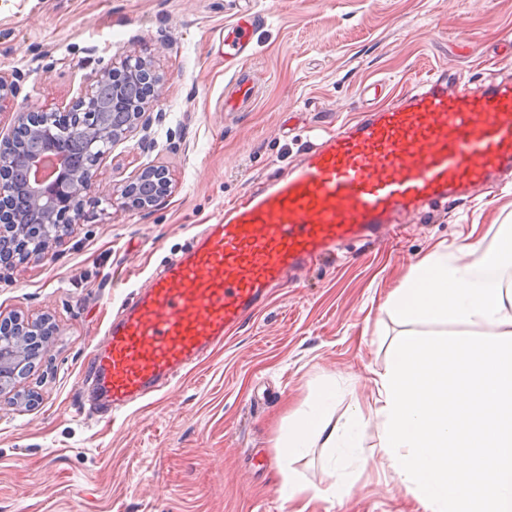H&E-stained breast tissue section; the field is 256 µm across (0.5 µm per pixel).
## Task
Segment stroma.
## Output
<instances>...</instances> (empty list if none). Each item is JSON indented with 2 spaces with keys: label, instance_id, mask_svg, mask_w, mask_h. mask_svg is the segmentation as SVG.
I'll list each match as a JSON object with an SVG mask.
<instances>
[{
  "label": "stroma",
  "instance_id": "obj_1",
  "mask_svg": "<svg viewBox=\"0 0 512 512\" xmlns=\"http://www.w3.org/2000/svg\"><path fill=\"white\" fill-rule=\"evenodd\" d=\"M245 11L258 22L242 67L264 83L249 108L228 112L235 72L219 37ZM123 52L163 75V121L148 144L133 134L100 162L80 223L48 254L0 272L1 315L55 326L35 366L0 391V512H408L414 492L378 452L370 378L403 333L483 329L408 323L384 302L433 252L495 242L512 224V176L406 218L398 241L355 244L304 272L147 402L99 414L81 370L124 299L225 203L359 113L363 86L397 94L445 65L474 87L512 78V0H0V71L17 73V105L69 103ZM148 166L168 170L165 199L111 208ZM327 388L332 422L361 403L357 447L317 443L287 462L289 423ZM287 464L302 487L291 501L280 492Z\"/></svg>",
  "mask_w": 512,
  "mask_h": 512
}]
</instances>
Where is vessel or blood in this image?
Here are the masks:
<instances>
[{
	"label": "vessel or blood",
	"instance_id": "vessel-or-blood-1",
	"mask_svg": "<svg viewBox=\"0 0 512 512\" xmlns=\"http://www.w3.org/2000/svg\"><path fill=\"white\" fill-rule=\"evenodd\" d=\"M255 23L233 24L225 58H248ZM258 91L257 77L238 79L225 105L250 106ZM362 93L366 114L226 204L189 251L123 301L86 368L106 411L169 389L306 269L397 236L404 215L472 197L512 171V83L469 87L440 70L391 99L374 83Z\"/></svg>",
	"mask_w": 512,
	"mask_h": 512
}]
</instances>
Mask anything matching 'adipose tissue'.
<instances>
[{"label": "adipose tissue", "mask_w": 512, "mask_h": 512, "mask_svg": "<svg viewBox=\"0 0 512 512\" xmlns=\"http://www.w3.org/2000/svg\"><path fill=\"white\" fill-rule=\"evenodd\" d=\"M332 393L321 394L319 402L311 410L301 416L288 427L289 458H296L309 448L311 442H321L326 448H350L358 435L357 420H350L344 426L331 423L327 416Z\"/></svg>", "instance_id": "1"}]
</instances>
